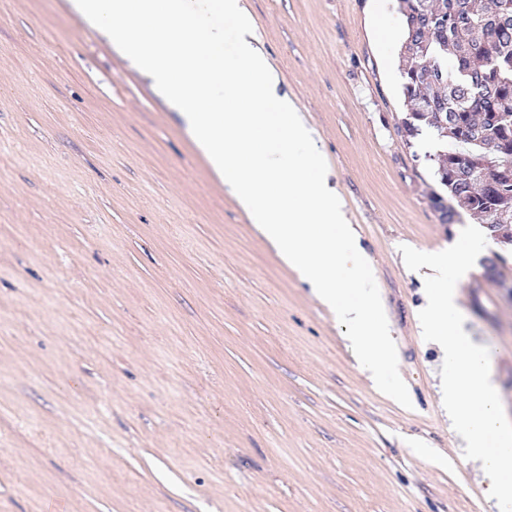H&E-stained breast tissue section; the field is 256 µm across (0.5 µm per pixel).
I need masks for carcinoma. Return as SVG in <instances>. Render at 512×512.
Instances as JSON below:
<instances>
[{
    "label": "carcinoma",
    "mask_w": 512,
    "mask_h": 512,
    "mask_svg": "<svg viewBox=\"0 0 512 512\" xmlns=\"http://www.w3.org/2000/svg\"><path fill=\"white\" fill-rule=\"evenodd\" d=\"M407 140L430 129L445 142L440 191L512 241V0H397Z\"/></svg>",
    "instance_id": "1"
}]
</instances>
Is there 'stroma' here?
I'll return each mask as SVG.
<instances>
[{
  "instance_id": "35a3bbf8",
  "label": "stroma",
  "mask_w": 512,
  "mask_h": 512,
  "mask_svg": "<svg viewBox=\"0 0 512 512\" xmlns=\"http://www.w3.org/2000/svg\"><path fill=\"white\" fill-rule=\"evenodd\" d=\"M315 129L411 407L263 237L185 118L57 0H0V512H499L437 394L424 271L441 224L370 0H242ZM458 283L512 418V243Z\"/></svg>"
}]
</instances>
